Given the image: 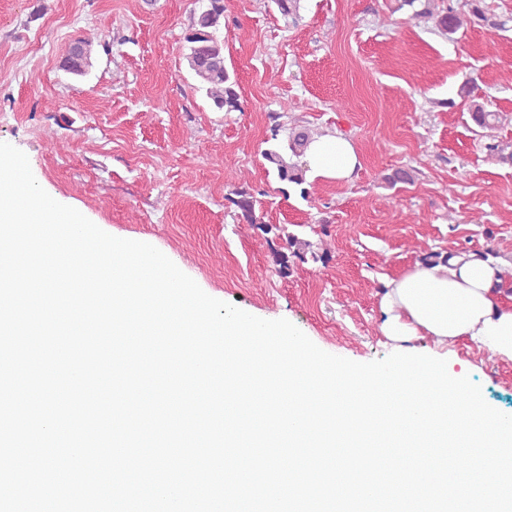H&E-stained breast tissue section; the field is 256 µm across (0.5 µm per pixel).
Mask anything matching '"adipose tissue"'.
<instances>
[{
  "mask_svg": "<svg viewBox=\"0 0 512 512\" xmlns=\"http://www.w3.org/2000/svg\"><path fill=\"white\" fill-rule=\"evenodd\" d=\"M308 173L344 182L354 174L359 155L352 138L342 133L315 136L305 152ZM503 266L474 254L448 261L416 263L388 279L379 302L383 336L406 347L419 336L430 337L436 351L466 340L502 362H512V298L500 288Z\"/></svg>",
  "mask_w": 512,
  "mask_h": 512,
  "instance_id": "ef3b65f1",
  "label": "adipose tissue"
}]
</instances>
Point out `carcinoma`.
<instances>
[{"label":"carcinoma","mask_w":512,"mask_h":512,"mask_svg":"<svg viewBox=\"0 0 512 512\" xmlns=\"http://www.w3.org/2000/svg\"><path fill=\"white\" fill-rule=\"evenodd\" d=\"M397 9H411L410 19L430 22L446 35L457 33L464 25L475 19L489 33H495L506 25V21L489 13L485 0H468V13L457 11L452 5L441 7L438 0H397ZM279 13L297 22L300 18V0H273ZM224 25V0H207L205 8L193 15L191 26L185 35V59L193 72L199 89L205 91L214 107L223 112H240L242 103L236 90L237 82L228 71L224 60V41L218 36L220 27ZM93 42L79 39L73 43L69 52L60 60L59 67L68 74L83 76L92 67ZM472 120L480 128H493L500 122L499 113L488 110L480 104L471 106ZM317 132L309 127L294 126L289 128L287 144L276 145L263 151L264 159L274 168L277 179L285 188H300V195L308 202H314L307 188L304 187L305 166L299 164ZM234 207L239 220L259 231L263 236L273 235L274 238L285 240L287 251L273 250L274 264L277 273L288 277L296 262H305L307 258L320 261L326 265L331 260L328 252L320 254L314 251V244L294 234L286 232L280 224H266L256 216V206L260 204L255 195L244 187H236L224 196Z\"/></svg>","instance_id":"1"}]
</instances>
